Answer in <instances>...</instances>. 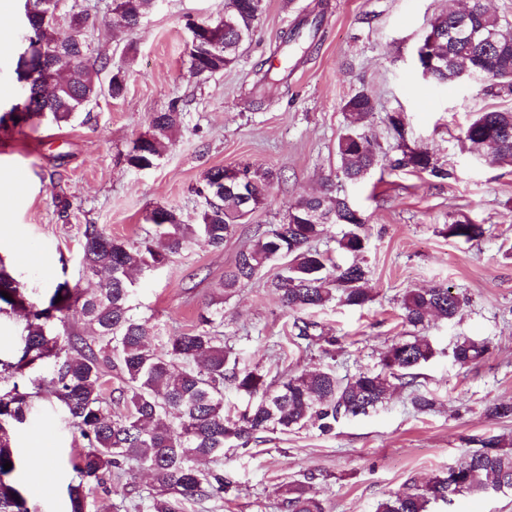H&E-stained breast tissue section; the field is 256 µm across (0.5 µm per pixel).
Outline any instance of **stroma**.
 Segmentation results:
<instances>
[{"label": "stroma", "instance_id": "stroma-1", "mask_svg": "<svg viewBox=\"0 0 512 512\" xmlns=\"http://www.w3.org/2000/svg\"><path fill=\"white\" fill-rule=\"evenodd\" d=\"M89 18L80 35L91 56L126 70L119 99L91 101L71 122L15 128L0 125V262L40 290L81 279L86 225L136 242L153 206L178 210L196 223L194 188L214 166L280 171L266 206L238 225L223 249L204 241L136 277L137 316L161 336L192 329L206 304L223 309L221 331L239 367L267 377L331 369L338 375L379 370L392 340L413 335L401 299L411 290L451 287L463 301L451 321L429 320L421 330L434 357L416 370L414 387L393 385L385 402L365 416L341 419L330 434L306 426L270 430L247 447L227 442L223 499L186 504L184 512H281L289 486L300 484L326 512H375L404 484L425 485L471 451L473 435L512 440V418L489 416L493 403H512V166L470 153L463 132L475 113L504 106L468 77L439 85L416 66L418 43L430 20L452 0H264L257 31L236 63L201 80L189 71L190 18L213 20L224 0H158L140 27L113 22L112 0H80ZM21 0H0V113L20 103L24 83L16 67L27 43ZM287 64L275 83L258 70ZM375 98L370 120L381 162L403 146L427 150L449 176L408 169L373 170L352 182L338 170L336 147L348 119L344 103L357 92ZM184 104L183 124L157 165L137 170L125 157L155 112ZM400 112L406 141L388 124ZM332 188L366 222L360 257L340 250L342 227L327 225L315 243L340 264L368 269L371 302L352 308L333 301L311 318L335 337L331 353L298 347L294 314L269 286L278 263L226 292L224 272L250 247L257 230L280 223L291 203ZM467 217L482 224L480 240L449 237V224ZM486 342L475 366L452 359L457 337ZM434 397L432 412L414 411L411 390ZM17 476L41 512H66L71 461L82 442L58 403L33 399L27 421L13 435ZM44 448L42 458L30 455ZM429 512H512V491L456 495Z\"/></svg>", "mask_w": 512, "mask_h": 512}]
</instances>
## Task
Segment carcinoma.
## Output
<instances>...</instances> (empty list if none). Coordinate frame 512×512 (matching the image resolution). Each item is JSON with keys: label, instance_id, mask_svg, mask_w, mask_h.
<instances>
[{"label": "carcinoma", "instance_id": "1", "mask_svg": "<svg viewBox=\"0 0 512 512\" xmlns=\"http://www.w3.org/2000/svg\"><path fill=\"white\" fill-rule=\"evenodd\" d=\"M26 39L32 55H45L46 64L57 63L69 74L65 88L50 89L42 75L23 72L24 99L0 115L13 126L41 123L49 118L60 124L70 121L96 98L104 61L89 56L85 41L64 35L41 15L44 0H28ZM156 0H113L124 27L137 28ZM263 11V0H224V14L213 21L223 29L213 40L194 38L188 58L191 72L208 78L224 71L238 58L241 47L252 39ZM416 63L422 75L446 84L463 73L483 81L487 96L512 98V25L490 13L484 0H469L462 11L434 17L417 50ZM350 124L337 145L339 170L357 182L378 164L376 146L366 122L376 111L371 95L358 92L344 104ZM183 118L173 101L154 113L147 134L138 137L126 154L128 166L154 167L172 143ZM467 149L491 155L493 162L512 165V108L491 109L475 115L464 131ZM393 168H412L436 178L448 177L425 151H402ZM247 175L249 197L243 200L225 190L224 168L212 167L194 188L203 199L199 222L185 224L175 210L155 206L147 221L155 227L137 243L118 239L90 224L84 232L81 265L86 278L96 281L89 290L59 283L46 299L38 298L0 264V314H20L25 325L22 345L0 358V512H38L30 507L14 480L19 458L12 446L14 430L24 424L31 398L45 393L55 398L83 442L72 462L74 476L67 485L70 512H94L91 487L112 485L121 496L116 512L146 508L148 512H183L187 502L201 503L224 498V447L233 440L242 447L272 429L288 431L308 424L328 434L341 418L366 415L378 408L391 389V379L413 386L412 370L435 354L424 336H402L387 347L380 371H360L339 378L326 370L266 381L255 370L240 369L230 362L224 337L215 330L224 318L219 311L200 314L188 332H176L152 344L148 321L132 313L136 293L134 272H148L202 237L221 249L237 225L264 207L269 191L279 179L272 170L242 167ZM328 224L344 226L339 247L353 255L367 246L365 221L348 198L326 190L303 196L288 208L280 224L258 233L254 244L241 251L234 265L224 272V289L233 290L251 281L268 263L281 267L272 281L281 305L293 313L322 308L337 299L347 306L362 307L372 301L367 271L357 262L338 265L314 246ZM485 229L468 219L448 225V236L466 243L480 239ZM61 301H56L57 297ZM403 321L422 326L430 318L453 320L461 310L458 295L445 286L405 293L401 301ZM85 325L81 334L70 321ZM295 337L310 343L336 344L333 337L314 333L317 323L294 319ZM487 345L468 336L456 339L453 361L460 366L477 363ZM122 381L118 395L109 390L112 371ZM248 395L252 402L236 420L224 416V388ZM476 449L457 465L461 480L458 493L512 490V443L499 436L475 437ZM218 467L202 471L200 460ZM12 467L4 469L5 462ZM153 473L160 493L129 496L127 485L135 472ZM442 481L426 486L407 484L382 500L376 512H428V504L446 490ZM284 512H325L322 502L300 487L288 489Z\"/></svg>", "mask_w": 512, "mask_h": 512}]
</instances>
